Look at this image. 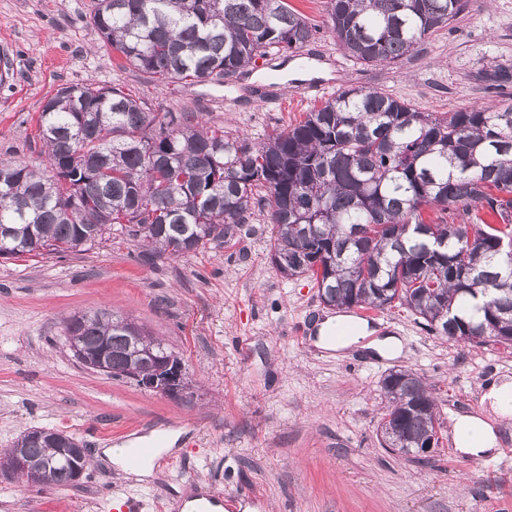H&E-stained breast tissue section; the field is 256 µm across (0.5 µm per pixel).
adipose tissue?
<instances>
[{
	"label": "adipose tissue",
	"mask_w": 512,
	"mask_h": 512,
	"mask_svg": "<svg viewBox=\"0 0 512 512\" xmlns=\"http://www.w3.org/2000/svg\"><path fill=\"white\" fill-rule=\"evenodd\" d=\"M368 339L369 349L378 356L388 359L403 353V344L398 336H372L367 325L349 323L347 316L331 315L319 324V347L337 352L348 349L359 339ZM477 414H460L454 418V451L467 458H482L496 455L499 451V433L493 425Z\"/></svg>",
	"instance_id": "ef3b65f1"
}]
</instances>
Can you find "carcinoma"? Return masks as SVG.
I'll use <instances>...</instances> for the list:
<instances>
[{
    "label": "carcinoma",
    "instance_id": "1",
    "mask_svg": "<svg viewBox=\"0 0 512 512\" xmlns=\"http://www.w3.org/2000/svg\"><path fill=\"white\" fill-rule=\"evenodd\" d=\"M463 0H327L340 46L363 65L395 63L449 24ZM92 23L125 65L157 82L247 72L313 37L288 0H96ZM48 166L0 160V258L87 251L116 224L150 257L228 242L254 211L272 226L270 261L305 277L338 309L402 307L428 333L512 340V105L421 112L384 91L350 87L262 142L175 123L119 87L62 86L37 119ZM440 213L425 218L426 210ZM485 213L498 224H458ZM444 243L439 249L436 244ZM90 367L152 370L172 352L105 309L64 320ZM389 448L417 455L439 429L424 377L381 381ZM75 438L25 432L24 485L65 488L86 454L57 463Z\"/></svg>",
    "mask_w": 512,
    "mask_h": 512
}]
</instances>
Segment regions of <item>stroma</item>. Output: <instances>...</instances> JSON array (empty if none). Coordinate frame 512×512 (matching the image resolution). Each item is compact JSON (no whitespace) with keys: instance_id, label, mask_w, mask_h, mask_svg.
<instances>
[{"instance_id":"1","label":"stroma","mask_w":512,"mask_h":512,"mask_svg":"<svg viewBox=\"0 0 512 512\" xmlns=\"http://www.w3.org/2000/svg\"><path fill=\"white\" fill-rule=\"evenodd\" d=\"M290 2L316 29L297 52L270 56L246 76L164 85L123 66L91 22L94 0H0V55L13 70L0 84V158L46 165L37 118L44 100L70 84H118L154 111L250 141L349 86L383 90L422 112L512 103V86L485 79L494 66H512V0H465L418 52L378 66L344 53L326 0ZM308 82L328 84L327 94L305 93ZM270 237L259 212L233 240L180 258L145 262L142 243L119 230L85 252L0 259V455L43 427L72 435L90 458L74 487L0 478V512H107L122 494L142 500V512H175L174 502L197 489L256 494L261 512H512V420L497 425L502 451L492 465L457 456L453 445L454 415L481 411L486 385L512 378V347L428 334L400 308L375 313L372 325L401 338L403 357L304 343L299 329L316 331L327 309L308 279L276 271ZM98 307L160 336L182 359L192 397L80 363L62 321ZM397 369L432 385L442 439L425 463L381 444L380 382ZM149 421L177 432L173 464L117 476L108 449Z\"/></svg>"}]
</instances>
